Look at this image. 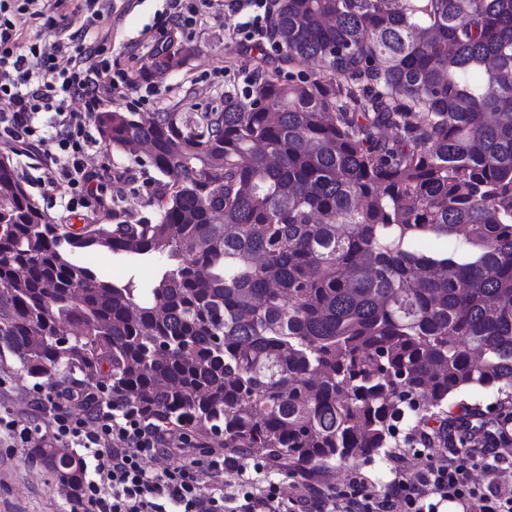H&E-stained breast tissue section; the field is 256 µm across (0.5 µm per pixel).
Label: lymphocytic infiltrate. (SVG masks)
<instances>
[{
  "mask_svg": "<svg viewBox=\"0 0 512 512\" xmlns=\"http://www.w3.org/2000/svg\"><path fill=\"white\" fill-rule=\"evenodd\" d=\"M40 3L0 0V98L12 104L11 111L0 113V143L38 150L49 187L84 202L95 200L99 194L86 160L87 116L106 97L124 93L129 81L105 58L102 44H77L56 19L46 22L48 44L24 45V24L42 16ZM226 10L242 15L237 26L242 42L266 40L269 0H170L171 26L186 33L203 17L217 18ZM75 100L84 103V111L72 110ZM46 398L57 405L54 440L87 451L82 463L91 476L80 497L96 512H439L442 502L460 512H512V485L498 478L512 461L501 455L491 435L485 448L462 458L453 448L433 449L429 433H420L419 443L428 450L426 466L399 472L382 491L361 486L338 494L306 477L288 498L271 485L229 499L224 471L236 467L235 458L215 454L205 466L181 464L159 473L145 468L147 459L176 455L171 421L142 413L120 394L102 400L77 385L49 389ZM74 400L88 409V418L71 415L67 404ZM89 419L95 429H86Z\"/></svg>",
  "mask_w": 512,
  "mask_h": 512,
  "instance_id": "f902f5d3",
  "label": "lymphocytic infiltrate"
}]
</instances>
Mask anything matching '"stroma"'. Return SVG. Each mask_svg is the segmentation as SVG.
Here are the masks:
<instances>
[{"mask_svg":"<svg viewBox=\"0 0 512 512\" xmlns=\"http://www.w3.org/2000/svg\"><path fill=\"white\" fill-rule=\"evenodd\" d=\"M110 9L98 31L105 34V54L114 65L128 70L131 77L149 69L161 57L163 48L189 49L190 56L181 67L153 74L158 95L142 96L130 89L125 96L113 97L111 108L118 112H219L224 108V94L239 91L255 66L257 51L239 42L234 29L240 18L225 12L220 18H205L193 33H175L161 40L160 33L169 26V0H108ZM88 162L101 177L104 195L119 198L133 215L155 218L157 211L149 199L157 193L159 175L148 161H135L124 151L96 143L88 150ZM14 166L30 200L53 224H82L94 216V208L68 202L66 197L49 191L46 174L36 155H19L0 145V159ZM101 273L112 279L135 278L151 281L157 274L155 260L131 262L109 251L97 255ZM39 386L36 379L22 372L15 360L0 367V417L16 419L31 426L34 443L53 419L50 403L34 401ZM239 467L224 475V490L240 492L242 485L279 486L283 495H291L302 472L293 470L287 460L265 467L264 454L256 449L237 454ZM327 486L335 492L349 490L354 479H366L370 488L384 490L395 477L391 458L377 457L354 466L336 465L321 469ZM76 502L53 479L43 465L32 458L29 447L20 445L9 431L0 429V512H75Z\"/></svg>","mask_w":512,"mask_h":512,"instance_id":"1","label":"stroma"}]
</instances>
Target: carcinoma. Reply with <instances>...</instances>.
<instances>
[{
  "label": "carcinoma",
  "instance_id": "obj_1",
  "mask_svg": "<svg viewBox=\"0 0 512 512\" xmlns=\"http://www.w3.org/2000/svg\"><path fill=\"white\" fill-rule=\"evenodd\" d=\"M268 25L292 71L258 58L224 111L96 113L105 143L150 145L156 221L52 224L0 161V363L298 468L385 455L466 390L496 420L471 407L461 443L506 432L512 0H273ZM102 250L165 270L114 283ZM32 454L77 495L81 458Z\"/></svg>",
  "mask_w": 512,
  "mask_h": 512
}]
</instances>
